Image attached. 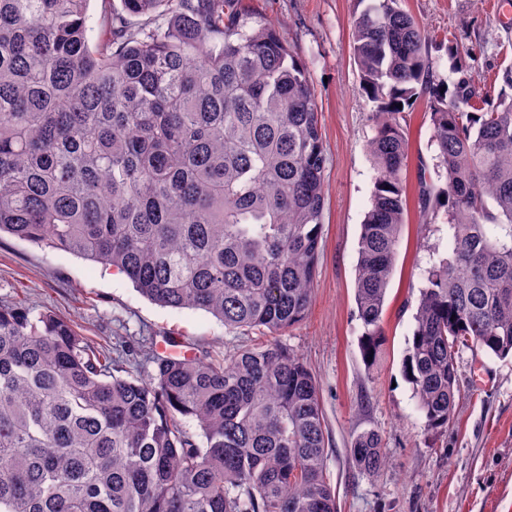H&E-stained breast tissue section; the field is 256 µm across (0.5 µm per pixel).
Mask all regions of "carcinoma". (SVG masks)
Instances as JSON below:
<instances>
[{"mask_svg": "<svg viewBox=\"0 0 512 512\" xmlns=\"http://www.w3.org/2000/svg\"><path fill=\"white\" fill-rule=\"evenodd\" d=\"M88 4L0 0V234L109 266L230 333L300 324L329 166L304 62L244 0H101L94 27ZM351 40L376 103L355 278L369 368L408 223L400 115L427 97L442 184L420 169L417 202L448 245L424 271L402 369L439 428L460 349L512 358V66L491 101L450 45L454 78L436 82L434 40L402 0H369ZM152 363L139 377L54 312L1 302L0 512H337L298 355L266 340ZM351 462L380 471L377 431L356 435Z\"/></svg>", "mask_w": 512, "mask_h": 512, "instance_id": "carcinoma-1", "label": "carcinoma"}]
</instances>
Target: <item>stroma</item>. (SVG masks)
Listing matches in <instances>:
<instances>
[{"mask_svg": "<svg viewBox=\"0 0 512 512\" xmlns=\"http://www.w3.org/2000/svg\"><path fill=\"white\" fill-rule=\"evenodd\" d=\"M274 22L302 58L313 83L329 170L323 242L315 301L307 318L278 340L311 368L319 384L329 451L327 472L339 512H512V359L475 348L460 351V393L448 427L432 430L419 411L402 358L413 329L421 273L448 240L447 225L427 223L410 209L384 309L386 345L380 366L367 369L358 338L355 265L360 226L374 188L366 144L373 135L374 104L358 90L351 29L356 0H249ZM425 32L437 37L432 60L448 79V44L473 49L489 95H497L512 65V5L505 0H404ZM410 147L409 181L431 163V124L424 102L404 120ZM22 299L50 310L105 347L138 342L129 368L144 376L150 351L176 337L186 355L250 344L229 334L201 310L161 307L142 297L121 273L65 252L0 237V300ZM373 429L386 462L379 473L360 474L350 460L358 433Z\"/></svg>", "mask_w": 512, "mask_h": 512, "instance_id": "1", "label": "stroma"}]
</instances>
